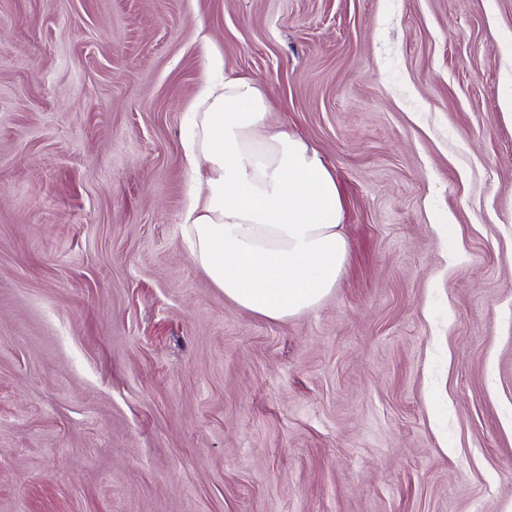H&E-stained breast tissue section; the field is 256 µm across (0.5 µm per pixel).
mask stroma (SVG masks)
<instances>
[{
    "mask_svg": "<svg viewBox=\"0 0 512 512\" xmlns=\"http://www.w3.org/2000/svg\"><path fill=\"white\" fill-rule=\"evenodd\" d=\"M252 78L348 258L190 259L183 118ZM512 0H0V512H512Z\"/></svg>",
    "mask_w": 512,
    "mask_h": 512,
    "instance_id": "stroma-1",
    "label": "stroma"
}]
</instances>
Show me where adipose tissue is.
<instances>
[{
  "instance_id": "ef3b65f1",
  "label": "adipose tissue",
  "mask_w": 512,
  "mask_h": 512,
  "mask_svg": "<svg viewBox=\"0 0 512 512\" xmlns=\"http://www.w3.org/2000/svg\"><path fill=\"white\" fill-rule=\"evenodd\" d=\"M184 160L190 258L225 299L284 320L333 291L348 248L336 180L303 139L272 131L257 81H205L188 115Z\"/></svg>"
}]
</instances>
